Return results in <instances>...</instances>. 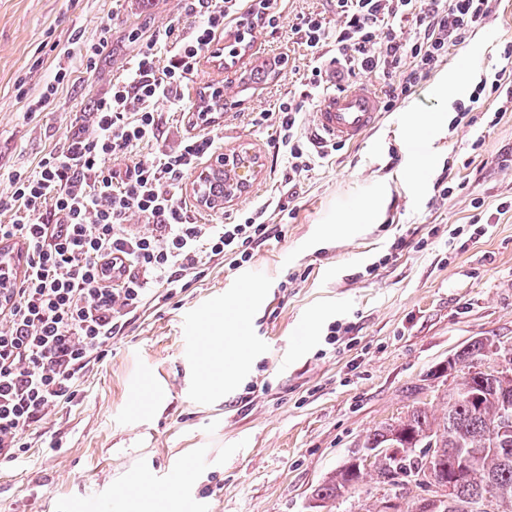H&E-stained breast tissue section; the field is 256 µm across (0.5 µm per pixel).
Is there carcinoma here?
Returning a JSON list of instances; mask_svg holds the SVG:
<instances>
[{
    "instance_id": "carcinoma-1",
    "label": "carcinoma",
    "mask_w": 512,
    "mask_h": 512,
    "mask_svg": "<svg viewBox=\"0 0 512 512\" xmlns=\"http://www.w3.org/2000/svg\"><path fill=\"white\" fill-rule=\"evenodd\" d=\"M493 346L478 340L456 355L465 392L448 391L442 417L415 407L368 435L365 447L389 448L395 443L402 455L378 454L369 468H357L350 459L314 490L313 497L324 503L336 500L368 479L401 489L392 476L426 470L425 457L412 449L435 439L439 450L434 452V476L440 484L453 482L454 494L440 505L428 497L416 499L408 512H512V382L505 385L501 378L470 372Z\"/></svg>"
}]
</instances>
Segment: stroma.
I'll use <instances>...</instances> for the list:
<instances>
[{
	"instance_id": "1",
	"label": "stroma",
	"mask_w": 512,
	"mask_h": 512,
	"mask_svg": "<svg viewBox=\"0 0 512 512\" xmlns=\"http://www.w3.org/2000/svg\"><path fill=\"white\" fill-rule=\"evenodd\" d=\"M311 12L335 26L331 0H287L277 28L247 13L224 33V43L242 35L263 59L283 60L276 78L246 85L239 65L203 57L182 87V110L156 106L162 150L192 133L201 93L223 90L216 150L249 151L259 174L218 210L198 203L192 178L179 194L201 224L265 209L281 237L241 268L210 262L174 298L141 310L86 369L77 397L35 425L18 461L0 467V512H66L79 501L97 512H169L166 478L176 467L204 512H309L313 489L363 452L370 430L416 406L442 416L449 379L435 377L438 365L475 340L512 342V210L497 211L512 202V106L502 113L491 99L461 115L433 92L463 63L474 78L493 76L512 42V0H494L483 27L361 143L310 145L313 170L290 184L276 129L256 116L301 97L299 132L309 137L320 96L305 87L313 61L293 27ZM200 21L186 0H0V169H33L90 123L97 99L155 31ZM103 35L108 45L85 71L81 56ZM62 67L69 82L44 111H30ZM410 107L436 121L416 143L404 127ZM417 151L434 163L415 177ZM443 173L454 188L445 198L435 187ZM374 197L376 223L334 234L339 217ZM476 214L486 234L475 232ZM216 314L241 322L249 356L233 387L207 397L188 337L203 335ZM337 320L353 330L331 348L325 336ZM136 474L148 478L144 498L117 499Z\"/></svg>"
}]
</instances>
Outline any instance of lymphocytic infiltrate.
I'll use <instances>...</instances> for the list:
<instances>
[{"label":"lymphocytic infiltrate","mask_w":512,"mask_h":512,"mask_svg":"<svg viewBox=\"0 0 512 512\" xmlns=\"http://www.w3.org/2000/svg\"><path fill=\"white\" fill-rule=\"evenodd\" d=\"M335 28L310 15L296 28L311 55L335 42L337 74H376L387 107L418 87L469 32L489 17L492 0H332ZM244 0H189L201 24L158 30L128 77L101 97L91 127L69 134L34 169L11 171L0 243L26 247L25 270L0 304V463L16 460L33 427L71 402L90 363L148 302L172 298L189 275L214 260L240 267L276 236L264 210L234 224H200L178 196L182 181L212 153L206 133L182 137L153 158L138 150L157 140L158 102L181 107L180 90ZM303 106L293 99L261 113L275 126L276 149L291 177L311 168L298 135ZM131 157L125 170L110 161Z\"/></svg>","instance_id":"obj_1"}]
</instances>
